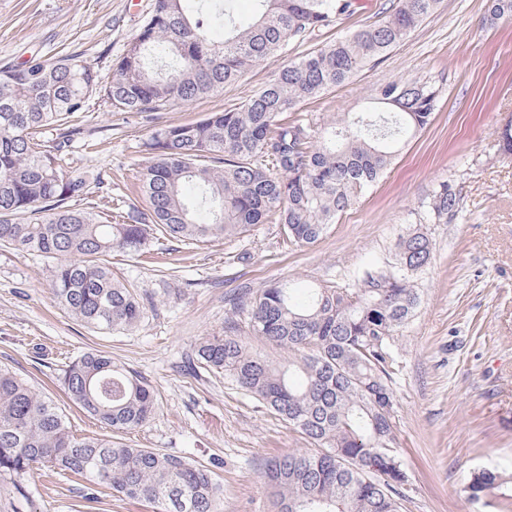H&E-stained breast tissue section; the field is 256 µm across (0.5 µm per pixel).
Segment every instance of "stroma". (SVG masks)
Wrapping results in <instances>:
<instances>
[{
	"label": "stroma",
	"instance_id": "35a3bbf8",
	"mask_svg": "<svg viewBox=\"0 0 512 512\" xmlns=\"http://www.w3.org/2000/svg\"><path fill=\"white\" fill-rule=\"evenodd\" d=\"M152 0H0V65L83 52L102 76L138 33ZM391 0H359L353 14L287 52L268 56L223 91L167 109L181 124L241 103L292 60L377 20ZM490 0H443L372 67L305 105L323 120L361 112L385 82L427 76L443 93L427 128L411 139L374 186L315 243L296 247L280 225L198 246L154 242L152 262L120 253L111 261L143 297L133 329L104 331L66 315L50 288L49 259L0 247V364L35 385L73 430L117 438L212 467L223 512H274L261 471L310 443L222 375L195 366L203 338L222 334L235 289L274 282L344 283L394 261L401 237L424 232L432 259L415 278L421 303L395 338L396 448L408 483L401 512H504L500 493L469 500L471 471L512 477V155L497 131L512 119V20L488 23ZM71 145L75 167L104 182L113 200L133 196L152 129L144 115L92 100ZM460 207L448 223L427 217L441 182ZM101 351L154 390L158 407L142 428L113 435L72 404L60 384L69 361ZM0 512H156L153 504L95 496L68 474L32 469L0 478Z\"/></svg>",
	"mask_w": 512,
	"mask_h": 512
}]
</instances>
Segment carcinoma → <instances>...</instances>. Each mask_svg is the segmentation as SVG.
I'll use <instances>...</instances> for the list:
<instances>
[{
	"label": "carcinoma",
	"mask_w": 512,
	"mask_h": 512,
	"mask_svg": "<svg viewBox=\"0 0 512 512\" xmlns=\"http://www.w3.org/2000/svg\"><path fill=\"white\" fill-rule=\"evenodd\" d=\"M153 0L126 52L101 76L72 51L0 67V246L56 260L50 286L73 318L99 330L137 326L145 305L112 272L114 252L142 257L169 236L193 244L241 235L269 220L304 246L368 190L402 144L422 131L442 95L433 79L379 85L373 107L353 120L323 125L296 116L307 102L339 87L379 60L441 0H396L380 19L288 63L239 106L190 123L155 128L140 193L112 209H75L102 184L70 166L67 147L80 127L69 119L93 98L113 112L150 114L189 104L238 80L292 42L303 43L353 13L352 0H254L253 22L241 25L232 0ZM490 21L512 18V0H492ZM224 28V38L214 32ZM59 127L58 140L43 138ZM460 197L448 182L429 198L430 218L446 224ZM431 259L418 230L399 243L397 262L376 264L348 284L325 282L295 301V282L242 288L224 334L201 341L197 361L224 375L314 445L266 462L262 478L276 512H400L406 475L393 433L394 336L414 316V276ZM288 352L274 362L242 336ZM70 400L112 428L130 432L156 409L150 386L100 352L65 365ZM73 474L106 491L157 506V512H220L212 471L181 456L79 435L56 404L0 366V476L34 467ZM502 475L470 474L472 500L498 488Z\"/></svg>",
	"instance_id": "obj_1"
}]
</instances>
